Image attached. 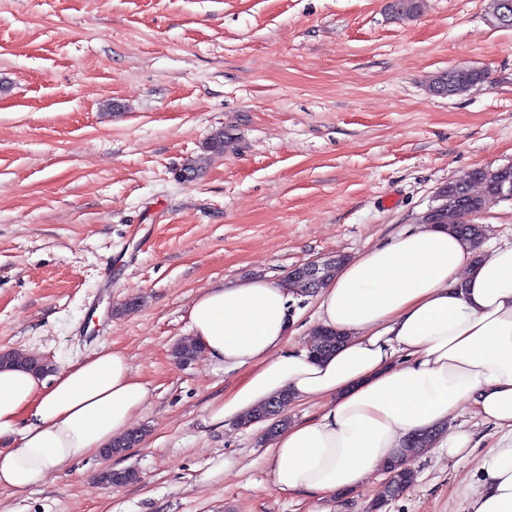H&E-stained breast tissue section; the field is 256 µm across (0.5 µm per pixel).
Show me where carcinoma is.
Segmentation results:
<instances>
[{
  "instance_id": "cac0c4a2",
  "label": "carcinoma",
  "mask_w": 512,
  "mask_h": 512,
  "mask_svg": "<svg viewBox=\"0 0 512 512\" xmlns=\"http://www.w3.org/2000/svg\"><path fill=\"white\" fill-rule=\"evenodd\" d=\"M391 8L395 14L404 18H412L420 11V0H393ZM485 78V73L478 69H467L459 71L450 69L443 71L429 81V90L435 94L453 96L467 91L471 86L479 83ZM233 134L220 129L215 131L206 143V151L211 155H222L224 151L233 144ZM451 199V207L438 209L429 223L446 224L448 228L459 234L463 239L477 246L481 243L484 229L480 224L473 223L468 218L471 212L470 200L485 196H492L498 193V181L489 177L487 169H478L472 172L467 178L450 181L439 188ZM343 342L341 333L325 327L316 328L310 340L312 352L316 356H325L336 351V348ZM199 355L198 344L188 338L178 342L173 349V357L180 364H187ZM290 405V397L283 394L276 399L258 406L250 414L243 417V423H254L268 419L278 420L277 427H284L288 424L285 411ZM440 434L435 429L408 440L399 458L394 460L395 474L394 482L397 493H402L411 487L415 481V474L402 466L400 458L409 453L420 452L431 447ZM142 435L137 432H129L112 443V453L120 454L126 449L135 446L141 441ZM137 473L133 469H120L106 472L101 480L111 485H124L135 481Z\"/></svg>"
}]
</instances>
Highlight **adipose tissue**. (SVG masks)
I'll return each mask as SVG.
<instances>
[{
    "mask_svg": "<svg viewBox=\"0 0 512 512\" xmlns=\"http://www.w3.org/2000/svg\"><path fill=\"white\" fill-rule=\"evenodd\" d=\"M317 299L321 325L344 336L322 358L287 348L295 316L282 284L256 277L201 291L191 337L209 362L247 370L209 404L207 424L281 393L321 403L320 416L276 435L270 466L279 491L324 496L358 489L406 438L467 403L502 433L470 512H512V244L478 253L425 224L346 261ZM148 404L128 357L108 346L49 379L0 366V487H36L99 454Z\"/></svg>",
    "mask_w": 512,
    "mask_h": 512,
    "instance_id": "obj_1",
    "label": "adipose tissue"
}]
</instances>
